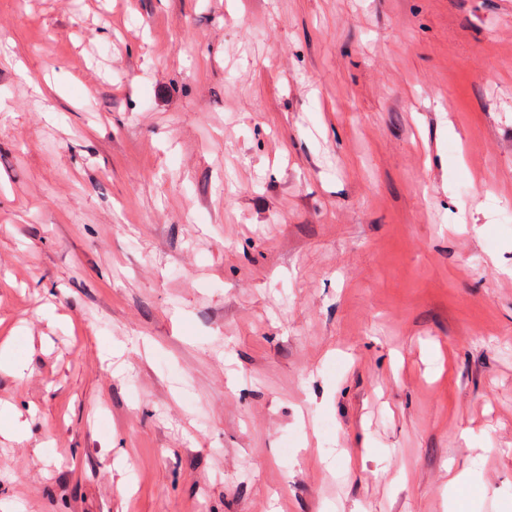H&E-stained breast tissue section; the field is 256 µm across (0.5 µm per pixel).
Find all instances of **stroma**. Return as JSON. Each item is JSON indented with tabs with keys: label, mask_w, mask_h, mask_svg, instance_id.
Listing matches in <instances>:
<instances>
[{
	"label": "stroma",
	"mask_w": 512,
	"mask_h": 512,
	"mask_svg": "<svg viewBox=\"0 0 512 512\" xmlns=\"http://www.w3.org/2000/svg\"><path fill=\"white\" fill-rule=\"evenodd\" d=\"M508 201L512 0H0V512H512Z\"/></svg>",
	"instance_id": "obj_1"
}]
</instances>
